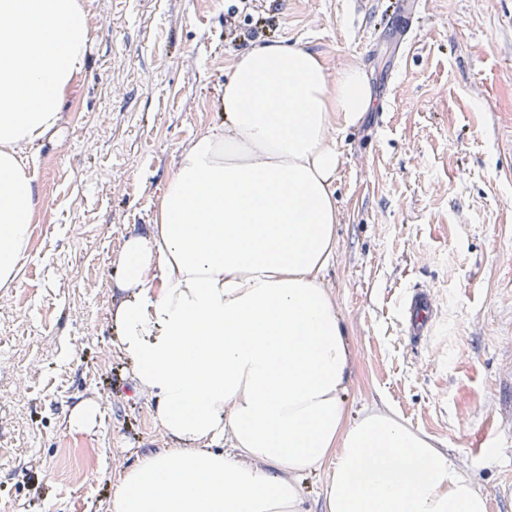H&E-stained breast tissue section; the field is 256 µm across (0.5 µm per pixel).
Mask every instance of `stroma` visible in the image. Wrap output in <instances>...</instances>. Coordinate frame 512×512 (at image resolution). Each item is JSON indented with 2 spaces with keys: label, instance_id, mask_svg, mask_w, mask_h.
<instances>
[{
  "label": "stroma",
  "instance_id": "stroma-1",
  "mask_svg": "<svg viewBox=\"0 0 512 512\" xmlns=\"http://www.w3.org/2000/svg\"><path fill=\"white\" fill-rule=\"evenodd\" d=\"M88 61L28 149L43 212L0 290V512H108L113 458L179 447L138 392L111 317L125 241L147 234L190 141L224 124L233 59L279 41L329 76L361 69L371 110L336 135V256L323 286L351 361L349 420L376 407L512 512V0H428L409 54L382 0H84ZM274 27L248 37V15ZM432 295L411 340L405 295ZM93 401L100 427L77 432ZM93 444L78 484L66 449ZM69 421L71 427L78 431H90L98 427L101 424L99 405L83 403L75 406L70 413Z\"/></svg>",
  "mask_w": 512,
  "mask_h": 512
}]
</instances>
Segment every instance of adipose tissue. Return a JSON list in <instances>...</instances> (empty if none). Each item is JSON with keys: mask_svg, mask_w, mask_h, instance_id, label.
<instances>
[{"mask_svg": "<svg viewBox=\"0 0 512 512\" xmlns=\"http://www.w3.org/2000/svg\"><path fill=\"white\" fill-rule=\"evenodd\" d=\"M89 39L81 0H0V287L37 205L26 149L58 124ZM371 105L360 69L329 77L299 47L233 62L223 127L184 149L151 236L124 245L119 343L181 445L115 460L109 512H305L293 477L329 459L326 512H487L427 435L374 408L346 416L349 352L322 275L334 133Z\"/></svg>", "mask_w": 512, "mask_h": 512, "instance_id": "obj_1", "label": "adipose tissue"}]
</instances>
